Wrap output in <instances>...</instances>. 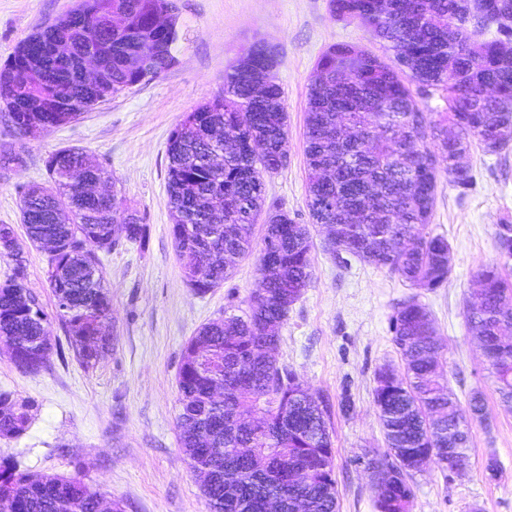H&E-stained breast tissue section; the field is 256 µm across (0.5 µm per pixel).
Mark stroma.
<instances>
[{"label": "stroma", "mask_w": 512, "mask_h": 512, "mask_svg": "<svg viewBox=\"0 0 512 512\" xmlns=\"http://www.w3.org/2000/svg\"><path fill=\"white\" fill-rule=\"evenodd\" d=\"M179 38L174 64L158 78L95 106L75 121L27 136L0 113V153L21 161L0 168V224L18 239L26 229L19 193L49 179L45 161L60 149L87 151L110 176L123 205L140 211L144 244L103 254L112 297L115 347L96 368L50 355L36 372L12 362L0 338V390L35 402L30 428L0 440V461L18 469L80 475L124 512H211L179 442L178 372L185 344L223 314H239L258 286L257 255L241 260L232 277L205 295L185 282L171 235L166 147L183 115L222 93L224 72L255 45L271 47L288 114V164L266 178L265 203L309 225L312 281L279 330L280 362L293 367L312 393L329 399L339 512H376L366 454L384 447L372 400L374 374L400 366L392 316L400 301L418 296L445 345L448 386L460 402L482 390L485 422H473L470 466L449 474L438 465L414 473L411 512H512V408L504 407L465 319L464 301L480 268L498 262V224H512V148L486 154L472 148L475 184L467 193L439 175L436 202L424 234L448 240L452 271L435 291H414L397 276L351 260L341 266L312 223L308 202L305 119L310 81L330 45L357 46L380 58L389 53L360 21L337 19L329 0H176ZM75 0H0V64L40 27L68 12ZM24 284L48 315L54 344L65 343L45 271L49 254L26 244ZM352 409L343 412L341 402ZM497 460L499 472L487 465Z\"/></svg>", "instance_id": "35a3bbf8"}]
</instances>
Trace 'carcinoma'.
<instances>
[{
    "label": "carcinoma",
    "mask_w": 512,
    "mask_h": 512,
    "mask_svg": "<svg viewBox=\"0 0 512 512\" xmlns=\"http://www.w3.org/2000/svg\"><path fill=\"white\" fill-rule=\"evenodd\" d=\"M474 0H329L340 20L369 21L372 36L392 57L370 55L350 44H333L319 57L308 94L305 155L310 171L308 207L314 223L329 226L326 248L385 269L412 288L434 291L449 278L450 246L425 236L439 170L461 192L474 185L460 163L471 146L500 153L512 144V111L500 112L484 92L512 100V0H497L486 27L495 39L477 43L466 18ZM114 14L123 25L114 27ZM167 15L177 25L173 0H82L79 11L39 28L16 47L0 70V104L13 132L27 135L58 127L105 101L159 76L174 62L177 32L154 23ZM151 41L156 52L149 74L131 71L128 59ZM69 46L65 60L53 47ZM93 50L107 64L105 84L92 89L77 75V61ZM267 68L264 47L252 49V72L224 73V93L206 101L171 132L167 143L171 235L187 284L204 295L229 277L236 260L259 249L257 271L264 294L248 309L214 320L185 346L178 375L180 444L200 478L211 512H337L329 426L330 404L307 400L297 372L270 351L278 329L312 279V242L306 225L265 205L264 176L288 159V115L276 74L256 88ZM444 102L439 120L420 103L434 94ZM354 129L336 150V125ZM456 130L448 142V127ZM428 134L436 143L404 150L405 141ZM49 184L20 192V212L33 246L49 249L47 281L69 350L85 369L112 349V302L98 252L125 242L144 244L147 225L117 197L104 200L95 185L107 178L80 148L61 149L46 160ZM224 197L216 209L211 198ZM264 219L261 243L253 227ZM500 258L512 259V224L496 233ZM0 256L14 262L0 285V336L11 343V360L25 372L45 366L51 350L47 314L25 287L23 246L9 224L0 225ZM465 315L475 331L500 401L512 406V280L500 264L477 273ZM393 341L402 369L381 366L373 402L385 435V451L368 457L377 512H410L415 457L426 455L449 469L453 452L469 453V427L448 390L437 331L415 296L392 317ZM35 404L0 393V439L21 437ZM122 512L105 503L80 477L35 474L0 464V512Z\"/></svg>",
    "instance_id": "cac0c4a2"
}]
</instances>
